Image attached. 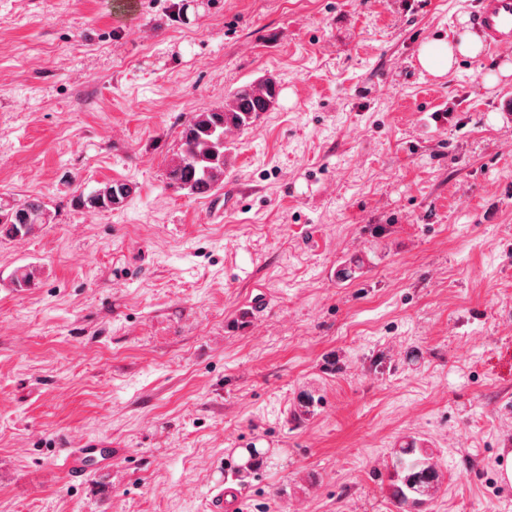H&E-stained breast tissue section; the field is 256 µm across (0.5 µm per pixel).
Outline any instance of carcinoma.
<instances>
[{"label":"carcinoma","instance_id":"cac0c4a2","mask_svg":"<svg viewBox=\"0 0 512 512\" xmlns=\"http://www.w3.org/2000/svg\"><path fill=\"white\" fill-rule=\"evenodd\" d=\"M263 92L255 94L245 85L221 106L199 112L181 131L183 150L167 170L169 184L190 195L204 196L212 192L224 179L228 158L224 135L231 129L250 127L263 112L271 111L278 100L277 83L271 79L259 82ZM97 195L98 210L121 207L130 195L128 184L111 181L93 190ZM11 208L23 215L12 224L0 223V234L8 238H23L35 224H45L49 218L44 201L25 196ZM34 266L21 267L11 274L17 288L30 287L37 278ZM394 479L391 496L398 512H414L434 496L441 485V474L427 450L407 442L394 452Z\"/></svg>","mask_w":512,"mask_h":512}]
</instances>
